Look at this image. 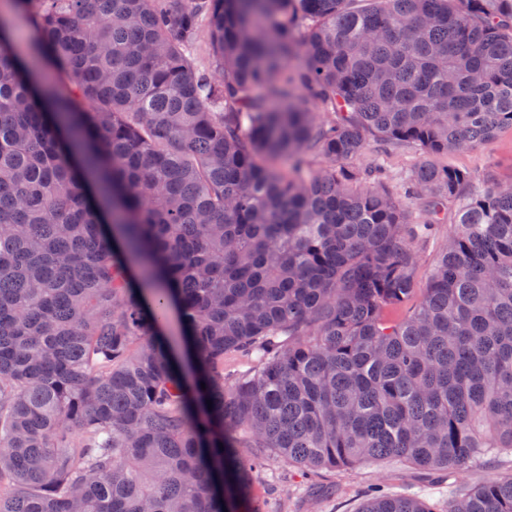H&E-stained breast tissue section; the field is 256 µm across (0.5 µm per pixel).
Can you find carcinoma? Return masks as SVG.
Here are the masks:
<instances>
[{
  "label": "carcinoma",
  "instance_id": "1",
  "mask_svg": "<svg viewBox=\"0 0 512 512\" xmlns=\"http://www.w3.org/2000/svg\"><path fill=\"white\" fill-rule=\"evenodd\" d=\"M503 126L512 0H0V512H268L271 457L512 454V184L435 162ZM370 138L422 151L404 195ZM443 512H512V474ZM455 222V210L449 205L448 220L443 224H438L434 237L419 246L417 280L420 288L426 286L427 274L435 262L438 253L446 244L448 234L453 230Z\"/></svg>",
  "mask_w": 512,
  "mask_h": 512
}]
</instances>
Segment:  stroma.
Returning a JSON list of instances; mask_svg holds the SVG:
<instances>
[{"label": "stroma", "mask_w": 512, "mask_h": 512, "mask_svg": "<svg viewBox=\"0 0 512 512\" xmlns=\"http://www.w3.org/2000/svg\"><path fill=\"white\" fill-rule=\"evenodd\" d=\"M380 159L390 175V186H398L420 158L412 146L381 147L369 142L360 164ZM440 164L477 173L489 183H512V128L502 127L494 136L472 150L454 151L443 155ZM285 480L267 487L258 482L259 495H272L284 504V512H357L366 492L374 484H385L392 494L406 496L423 491L427 502L441 506V490L451 483H466L475 487L494 478L512 473V455L470 470L429 471L396 459L360 463L336 471L322 472L318 477L303 479L297 470L278 464Z\"/></svg>", "instance_id": "35a3bbf8"}]
</instances>
